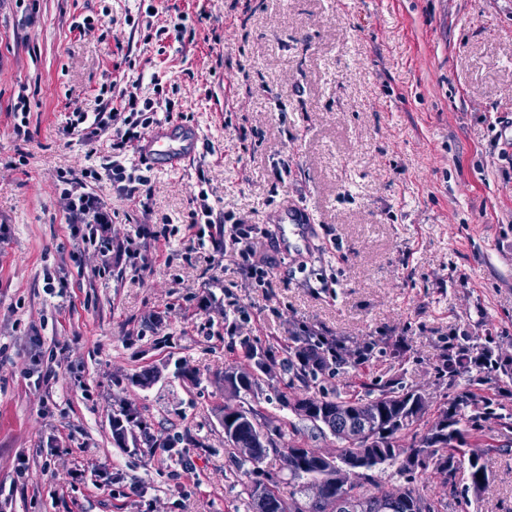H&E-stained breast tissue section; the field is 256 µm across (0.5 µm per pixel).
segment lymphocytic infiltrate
Here are the masks:
<instances>
[{
    "label": "lymphocytic infiltrate",
    "instance_id": "obj_1",
    "mask_svg": "<svg viewBox=\"0 0 512 512\" xmlns=\"http://www.w3.org/2000/svg\"><path fill=\"white\" fill-rule=\"evenodd\" d=\"M102 99L91 112L74 108L68 112L60 129L62 136L81 137L88 142L102 135L112 137L108 156L102 169L86 168L81 172L60 171L57 189L68 215L69 237L73 244L71 256L81 259L88 249H95L101 258H108L112 248V210L91 186L109 180L112 191L144 214H151L153 179L151 168L136 159L141 142L159 120L184 119L179 104L169 97H143L127 90L105 85ZM181 232L189 240L213 252L230 257L249 287L272 288L276 261L272 254L259 253L256 241L268 238L269 232L259 224H249L230 212H219L209 202L206 178H199L198 193L184 220ZM169 227L138 225L133 237L126 241L124 253L133 271L149 268L148 254L153 243L169 238Z\"/></svg>",
    "mask_w": 512,
    "mask_h": 512
}]
</instances>
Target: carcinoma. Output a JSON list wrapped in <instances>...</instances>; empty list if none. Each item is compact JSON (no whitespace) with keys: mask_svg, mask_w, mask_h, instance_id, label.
I'll return each instance as SVG.
<instances>
[{"mask_svg":"<svg viewBox=\"0 0 512 512\" xmlns=\"http://www.w3.org/2000/svg\"><path fill=\"white\" fill-rule=\"evenodd\" d=\"M311 344L310 336H298L295 344L282 349L243 338L241 345L253 373L247 374L233 364L224 367V385L233 388L244 401L258 397L263 383L276 381L285 385V390L277 392L279 406L289 407L291 395L299 390L314 409L312 413L298 414L306 422L305 428L291 425L293 438L289 440L285 439L286 424L261 420L250 406L240 407L236 417L224 420V447L235 461L237 471L251 477L245 484V493L253 512H342V501L352 505V512H414L415 502L424 499L415 485L416 478L433 472L447 474L449 492L444 497L432 498L429 512H457L459 478L467 480V488L476 494L484 490L488 476L481 455L468 448V437L480 427L482 419L493 418L503 429L501 447L511 448L512 412L500 413L497 403L474 392L483 379L468 380V389L439 410L438 420L426 423L425 397L396 379L365 383L355 395L331 397L321 387V379L331 371L368 362L375 344H366L351 359L346 356L345 345L325 340L321 345L330 356L307 360L303 354ZM454 359L455 355H446L445 367L437 369L439 379L448 381L450 387L469 372ZM481 403L484 412L479 413ZM469 407L475 412L468 413ZM136 426L137 413L131 407L112 417V434L118 440ZM411 429L415 430L412 442L400 443V433ZM307 431L313 435L329 434L339 441L335 462L318 461L304 452L301 437ZM241 448H251L253 453L242 456ZM271 457L288 472L292 490L286 499L275 489L273 481L252 479L263 472L264 463ZM351 460L365 461L371 472L383 464L397 466V473L405 478L403 497L391 500L386 491H371V474L362 481L341 476V469ZM318 477L326 481L327 493L321 499H309L305 487Z\"/></svg>","mask_w":512,"mask_h":512,"instance_id":"carcinoma-1","label":"carcinoma"}]
</instances>
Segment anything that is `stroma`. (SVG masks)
Returning a JSON list of instances; mask_svg holds the SVG:
<instances>
[{
	"label": "stroma",
	"instance_id": "35a3bbf8",
	"mask_svg": "<svg viewBox=\"0 0 512 512\" xmlns=\"http://www.w3.org/2000/svg\"><path fill=\"white\" fill-rule=\"evenodd\" d=\"M179 6L207 14L193 42L145 40L125 22L138 0H0V512H250L220 423L221 373L245 363L244 336L285 347L307 324L351 348L376 341L383 355L328 388L398 376L428 393L431 417L446 402L436 367L455 328L483 319L495 354L512 358V164L497 122L512 116V0ZM88 15L101 26L75 29ZM155 72L206 146L155 172L152 215L103 188L116 213L111 259L89 250L74 265L57 173L104 158L62 139L68 105L94 109L113 80L153 96ZM21 90L29 142L8 112ZM201 171L216 207L249 221L288 199L308 207L314 260L293 273L278 254L268 292L175 238L133 277L119 245L140 224L180 222ZM47 268L63 269L71 296L44 292ZM206 291L215 301L202 311ZM229 296L247 312L235 323ZM34 353L56 370L39 388L24 373ZM146 372L153 380L139 384ZM126 407L148 438H113ZM500 438L495 424L478 435L488 482L478 496L459 488L464 512H512V451ZM184 461L194 479L175 478Z\"/></svg>",
	"mask_w": 512,
	"mask_h": 512
}]
</instances>
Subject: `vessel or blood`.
<instances>
[{
  "instance_id": "b4317fda",
  "label": "vessel or blood",
  "mask_w": 512,
  "mask_h": 512,
  "mask_svg": "<svg viewBox=\"0 0 512 512\" xmlns=\"http://www.w3.org/2000/svg\"><path fill=\"white\" fill-rule=\"evenodd\" d=\"M199 135L194 127L161 122L147 134L140 146L141 157L153 168L176 171L194 157ZM279 249L293 264L306 261L316 247V228L312 213L294 201H285L268 219Z\"/></svg>"
}]
</instances>
